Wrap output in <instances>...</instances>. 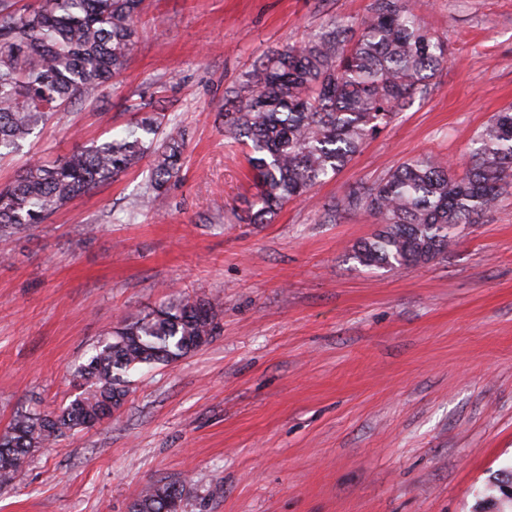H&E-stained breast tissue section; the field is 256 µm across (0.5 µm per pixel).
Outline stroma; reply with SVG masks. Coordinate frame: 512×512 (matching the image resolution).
I'll use <instances>...</instances> for the list:
<instances>
[{
    "mask_svg": "<svg viewBox=\"0 0 512 512\" xmlns=\"http://www.w3.org/2000/svg\"><path fill=\"white\" fill-rule=\"evenodd\" d=\"M373 0H146L122 77L0 160L29 161L134 122L152 96L185 137L175 182L146 208V168L0 238V428L68 404L71 369L121 316L181 298L220 333L135 373L120 413L40 449L0 512H128L156 481L189 482L185 512H475L512 467V196L430 263L368 269L374 217L339 198L404 161L458 164L512 106V0H409L451 55L377 138L267 224L224 132L245 74ZM220 495H213L214 486Z\"/></svg>",
    "mask_w": 512,
    "mask_h": 512,
    "instance_id": "obj_1",
    "label": "stroma"
}]
</instances>
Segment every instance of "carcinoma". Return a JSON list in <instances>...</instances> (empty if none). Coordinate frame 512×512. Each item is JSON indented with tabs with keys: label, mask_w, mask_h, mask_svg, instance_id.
I'll return each instance as SVG.
<instances>
[{
	"label": "carcinoma",
	"mask_w": 512,
	"mask_h": 512,
	"mask_svg": "<svg viewBox=\"0 0 512 512\" xmlns=\"http://www.w3.org/2000/svg\"><path fill=\"white\" fill-rule=\"evenodd\" d=\"M145 0H0V158L78 102L97 98L125 69L139 38ZM406 0H375L359 22L330 20L246 73L226 135L248 147L255 189L245 220L267 224L290 200L344 168L379 135L447 59ZM131 125L52 162L20 168L0 187V237L45 223L71 201L150 157L143 201L166 191L183 164L184 137L143 101ZM512 195V108L478 132L468 165L414 157L378 183L348 193L336 209L363 210L381 229L352 250L368 268L407 270L446 253L463 224H477ZM218 333L212 307L172 301L121 320L73 372L78 393L56 408L22 410L0 430V489L14 484L35 453L89 428L125 401L131 374L188 356ZM184 483L149 484L131 512H180ZM512 504V470L486 486L482 504Z\"/></svg>",
	"instance_id": "cac0c4a2"
}]
</instances>
